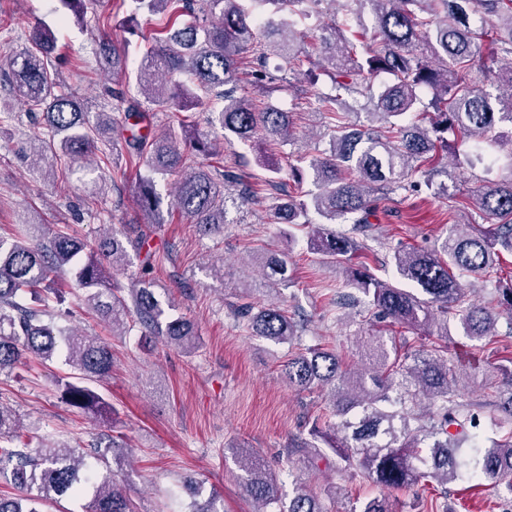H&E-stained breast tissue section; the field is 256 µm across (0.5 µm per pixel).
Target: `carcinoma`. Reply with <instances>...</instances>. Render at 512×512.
<instances>
[{"instance_id":"cac0c4a2","label":"carcinoma","mask_w":512,"mask_h":512,"mask_svg":"<svg viewBox=\"0 0 512 512\" xmlns=\"http://www.w3.org/2000/svg\"><path fill=\"white\" fill-rule=\"evenodd\" d=\"M133 11L167 13L164 27L138 66L136 82L151 106L118 91L108 82L100 96L114 100L112 109L124 115L121 140L109 112L83 110L55 67L56 40L45 26L34 29L28 46L10 59L13 96L42 112L41 132L32 159L61 153L79 161L78 172L95 184L101 178L92 157L101 147L121 143L127 168L136 172L138 191L135 223L153 227L165 223L157 177L176 174L172 207L193 224L201 236L224 233L229 208L239 211L262 191L272 195L278 224L308 226L311 215L320 223L310 235V249L322 263L340 269L343 287L362 292L374 316L409 328L435 326L437 339L447 341L449 324L464 335L481 340L496 335L500 319L512 335V282L496 289L494 303L477 305L466 294L465 279L486 275L500 264L502 252L512 253V149L505 173L484 180L471 199L486 224H459L457 205H448V235L433 251L397 247L391 255L399 280L410 289L377 280L368 264H352L362 246L353 235L371 236L380 204L390 196L431 186L438 175L436 155L448 151V135L472 143L475 157L502 146L499 126L512 125V0H251L259 10L241 6L242 0H118ZM324 3L340 5L347 27L363 26V10L370 6L373 24L367 40L356 45L336 32V19L317 37L320 54L330 64L333 94L322 100L325 135L330 149L305 153L307 167H289L294 191L275 177L263 185L241 169L224 166V143L247 142L260 133L270 140L291 136V113L268 105L261 109L238 94L241 75L258 77L254 65L270 55L292 71L303 66L295 29L296 19L320 12ZM129 43H102L99 65L112 80L127 68ZM377 72L392 76L371 95L376 131L344 122L343 96L363 95ZM493 76L509 93L493 95L483 89ZM179 77V91L192 100H215L219 106L207 116L213 133L191 137L168 128L156 133L154 107L169 102L164 81ZM431 91L429 101L423 100ZM316 191L301 194L305 173ZM333 224H348L336 232ZM284 248L258 256L262 275L287 286L288 254L295 243L283 231ZM146 244L144 229L135 237L125 231H105L79 238L61 228L23 224L11 237L0 236V374L13 373L31 355L48 361L61 349L74 370L63 383L68 403L107 422L112 405L88 383L112 375V351L94 337L63 329L46 321L55 304L64 302L61 277L73 274L84 303L122 335L139 329L141 339L160 338L165 344L192 353L197 346L194 324L184 316L165 318L155 295L153 256L148 254L125 288L111 282L110 271L131 264L128 247L139 252ZM284 298L247 303L235 315L248 322L251 335L278 344L299 340L303 323L288 314ZM362 349L372 363L344 368L335 349L308 346L289 355L282 374L299 390H329L338 421L332 433L313 427L345 462L386 490L410 488L428 480L447 484L463 478L475 485L504 487L512 494V429L492 447L481 441V410L457 400V372L448 365L445 346L438 345L400 360L396 346L379 334L364 337ZM502 390L496 408L512 422V359L499 365ZM433 401L435 411L425 423L416 412L420 398ZM20 421L0 404V482L17 494H0V512H43L42 506L64 496H80L93 489L87 512H134L126 490L86 468L84 449L43 444L34 450L22 439ZM246 494L255 512H325L310 487L296 483L283 498L277 479L249 453L234 452ZM361 512H398L386 494L367 497Z\"/></svg>"}]
</instances>
